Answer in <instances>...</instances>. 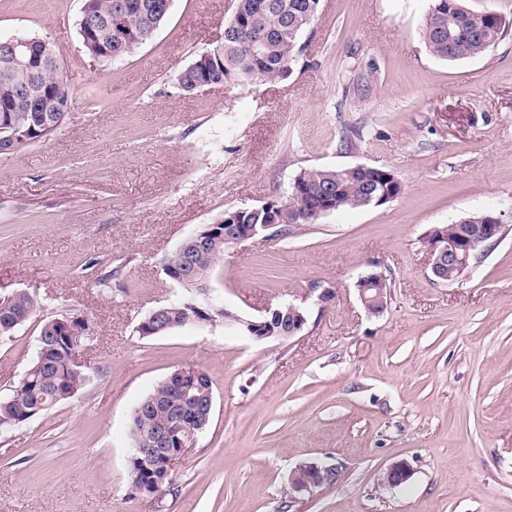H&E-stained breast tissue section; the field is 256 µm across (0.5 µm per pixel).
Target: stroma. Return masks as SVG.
<instances>
[{
	"mask_svg": "<svg viewBox=\"0 0 512 512\" xmlns=\"http://www.w3.org/2000/svg\"><path fill=\"white\" fill-rule=\"evenodd\" d=\"M428 5L321 0L289 78L185 95L175 77L223 40L231 0H173L154 40L107 68L79 41L81 0H0V38H50L74 89L60 129L0 155V295L38 303L0 339V395L45 320L93 325L81 393L0 433V512H512V31L441 61L420 37ZM354 164L395 171L403 194L245 241L212 274L243 317L303 308L301 333L256 341L219 318L138 334L183 297L161 261L200 225ZM472 211L501 215L503 237L434 280L427 233ZM370 268L392 284L377 317L354 291ZM321 285L335 300L318 303ZM188 367L213 380L210 423L170 488L132 496V410ZM307 460L340 478L290 498ZM398 461L410 479L382 490Z\"/></svg>",
	"mask_w": 512,
	"mask_h": 512,
	"instance_id": "1",
	"label": "stroma"
}]
</instances>
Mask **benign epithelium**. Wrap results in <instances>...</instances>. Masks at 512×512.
Returning <instances> with one entry per match:
<instances>
[{"label": "benign epithelium", "mask_w": 512, "mask_h": 512, "mask_svg": "<svg viewBox=\"0 0 512 512\" xmlns=\"http://www.w3.org/2000/svg\"><path fill=\"white\" fill-rule=\"evenodd\" d=\"M30 39L24 36H13L0 41V65L4 67H29L32 60L28 59L27 51ZM60 58L57 52L50 49L45 57L38 61L34 69H57ZM271 224H203L183 244L186 245V254L192 255L209 249L217 242L224 243V248L235 247L245 241L260 236L269 229ZM504 233V224L500 216L490 213L479 224H460L455 234H448V228L436 227L430 234L431 250L429 253L430 272L434 276H446L445 268L450 265L462 271H467L475 256L474 250L478 245L498 241ZM177 285L185 288L186 295L183 305L195 310L194 317L202 315L211 316L215 312L224 318V323L240 325L246 329V335L261 341L266 339L285 340L301 333L307 324L305 311L294 305H279L268 308L265 315L257 320L240 317L227 308H223L211 301L201 304L198 301V289L188 287L193 281L190 264L182 266L177 276L173 277ZM357 295L365 311L373 316L383 313L386 308L384 289L358 286ZM166 310L156 308L152 310L147 319L138 327L142 336H151L170 327L165 319ZM194 406L193 423L179 433L171 434L162 428H152L149 431L151 447L135 449L134 458L142 457L156 462V465L165 469V473L175 470L176 464L182 460L195 447L198 435L208 425L213 408L214 399L202 400L196 395L188 397ZM338 467L325 465L317 461H303L293 470L289 494L310 493L313 490L334 483V474ZM410 478V468L404 462L392 464L384 473L381 487L392 490Z\"/></svg>", "instance_id": "obj_1"}]
</instances>
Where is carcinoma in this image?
Here are the masks:
<instances>
[{"label":"carcinoma","instance_id":"obj_1","mask_svg":"<svg viewBox=\"0 0 512 512\" xmlns=\"http://www.w3.org/2000/svg\"><path fill=\"white\" fill-rule=\"evenodd\" d=\"M321 0H233L232 13L224 24V48L210 55L197 54L176 76L177 88L191 95L203 88L244 84L251 79H285L298 57V48L305 30L314 21ZM88 9L99 14L102 25L95 37L85 38L84 18L78 19V36L86 53L97 47L106 49V68L131 54L114 36L123 27L134 31L140 45L151 42L167 22L172 0H83ZM509 23L500 13L474 10L466 0H429L421 37L434 57L446 61H463L480 57L507 35ZM73 91L66 76L46 69L33 79L30 71L16 68L0 69V121L9 117L23 131L14 151L43 140L46 125L62 126L69 114ZM20 108L7 112L9 106ZM395 172L368 165L320 168L299 173L288 188V208L271 201L259 212L237 215L240 224H278L282 236L290 232V214L302 216L301 224H315L324 207L322 189L331 187L333 210L367 206L371 195H396ZM224 255V245H216L196 254L195 265L203 288ZM37 302L26 292L17 291L0 296V337L5 338L30 319ZM172 329L195 325L197 321L183 318L182 303H168ZM44 341L37 346L34 360L11 393L0 397V418L9 426L25 424L75 398L87 380L82 367L72 361L70 337L45 322L39 332ZM151 394L161 399L157 409L142 416H133L132 446L138 435L153 426L168 422L178 413L188 421L183 394L158 383Z\"/></svg>","mask_w":512,"mask_h":512}]
</instances>
